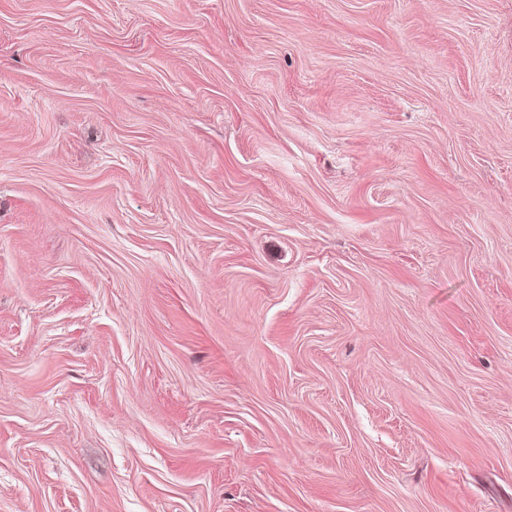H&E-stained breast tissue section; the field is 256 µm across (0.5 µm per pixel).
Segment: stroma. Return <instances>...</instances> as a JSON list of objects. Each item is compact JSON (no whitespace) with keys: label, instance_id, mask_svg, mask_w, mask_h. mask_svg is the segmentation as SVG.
<instances>
[{"label":"stroma","instance_id":"stroma-1","mask_svg":"<svg viewBox=\"0 0 512 512\" xmlns=\"http://www.w3.org/2000/svg\"><path fill=\"white\" fill-rule=\"evenodd\" d=\"M0 512H512V0H0Z\"/></svg>","mask_w":512,"mask_h":512}]
</instances>
